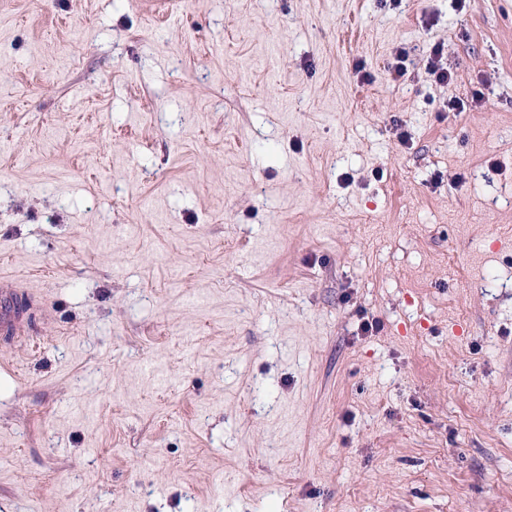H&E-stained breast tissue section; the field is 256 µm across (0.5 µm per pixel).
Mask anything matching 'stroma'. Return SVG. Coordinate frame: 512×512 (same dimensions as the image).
Returning a JSON list of instances; mask_svg holds the SVG:
<instances>
[{"label":"stroma","mask_w":512,"mask_h":512,"mask_svg":"<svg viewBox=\"0 0 512 512\" xmlns=\"http://www.w3.org/2000/svg\"><path fill=\"white\" fill-rule=\"evenodd\" d=\"M0 271V512H512V0H0ZM427 73L439 84H448L452 80L451 72L443 62V52L440 44L431 47L426 65ZM16 278L0 275V335L27 336L29 319L34 315V304L26 297L25 304L19 301L25 291Z\"/></svg>","instance_id":"stroma-1"}]
</instances>
